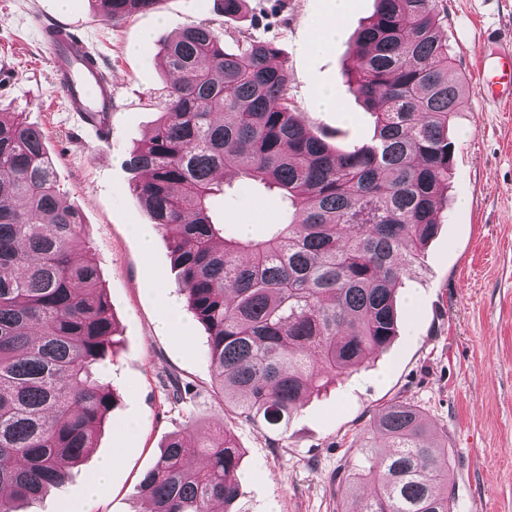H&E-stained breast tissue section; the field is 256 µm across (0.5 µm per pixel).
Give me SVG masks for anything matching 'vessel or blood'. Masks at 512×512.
<instances>
[{"label":"vessel or blood","mask_w":512,"mask_h":512,"mask_svg":"<svg viewBox=\"0 0 512 512\" xmlns=\"http://www.w3.org/2000/svg\"><path fill=\"white\" fill-rule=\"evenodd\" d=\"M42 35L50 51L56 92L68 110L97 112L111 106L112 87L98 85L95 70L85 63L88 47L74 29L51 25L43 28ZM498 52L502 68L497 80H490L484 66L477 69L474 80L481 86L491 87L493 98L512 100V44L501 43Z\"/></svg>","instance_id":"1"}]
</instances>
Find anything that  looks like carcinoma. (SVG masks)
Here are the masks:
<instances>
[{"label":"carcinoma","instance_id":"1","mask_svg":"<svg viewBox=\"0 0 512 512\" xmlns=\"http://www.w3.org/2000/svg\"><path fill=\"white\" fill-rule=\"evenodd\" d=\"M119 21L162 0H93ZM442 0H378L344 68L374 117L348 151L312 133L288 97L271 42L192 23L160 45L169 77L160 116L131 151L132 193L178 268L207 333L224 410L285 438L292 415L397 335L396 291L420 267L455 175L448 129L464 99ZM229 174L277 204L259 236L213 211ZM86 224L60 196L43 131L0 112V512L63 482L108 419L105 361L119 340L107 289L81 259ZM167 399L191 386L169 378ZM348 483L370 493L352 512H452L448 448L404 401L375 412ZM203 457L190 469L184 460ZM240 447L230 428L192 444L172 437L140 482L150 512H231Z\"/></svg>","mask_w":512,"mask_h":512}]
</instances>
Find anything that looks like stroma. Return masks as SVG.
<instances>
[{
    "instance_id": "obj_1",
    "label": "stroma",
    "mask_w": 512,
    "mask_h": 512,
    "mask_svg": "<svg viewBox=\"0 0 512 512\" xmlns=\"http://www.w3.org/2000/svg\"><path fill=\"white\" fill-rule=\"evenodd\" d=\"M444 35L465 78V106L449 135L456 170L416 274L399 292V328L391 344L327 395L294 416L281 447L265 431L225 416L213 393L207 334L176 286L162 236L144 249L135 228L151 217L134 197L125 161L158 118L166 78L153 57L193 22L274 43L288 69V95L315 134L348 148L367 142L373 118L345 86L343 66L355 32L375 0H350L335 43L308 51L331 0H247L224 18L214 0H162L156 10L105 20L91 0H0V110L40 127L55 161L63 200L82 212L87 255L108 291L120 344L108 364L118 394L95 451L66 482L18 512H143L138 485L173 435L190 439L230 427L246 457L234 512H342L340 482L367 437L372 414L394 400L417 407L452 457L454 512H512V109L485 99L472 81L496 40L512 37V0H443ZM69 24L83 35L112 82V126L95 139L54 92L40 29ZM335 90L338 108L316 104ZM273 204L249 189L224 203L229 231L255 235ZM176 311L180 330L160 324ZM192 385L187 404L164 397L167 374ZM117 456L107 489L86 496L98 462Z\"/></svg>"
}]
</instances>
